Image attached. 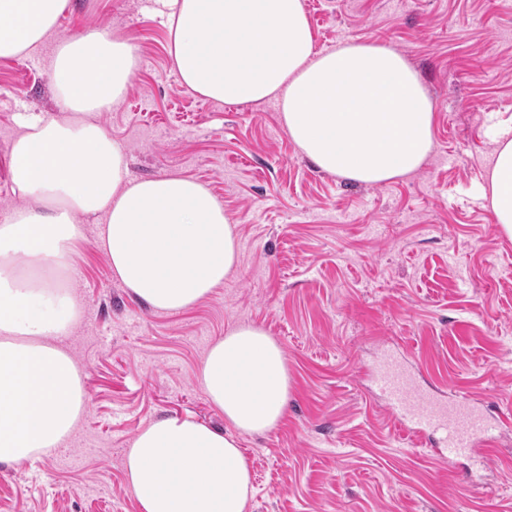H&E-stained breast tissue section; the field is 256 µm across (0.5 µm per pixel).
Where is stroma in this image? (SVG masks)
<instances>
[{"label": "stroma", "mask_w": 512, "mask_h": 512, "mask_svg": "<svg viewBox=\"0 0 512 512\" xmlns=\"http://www.w3.org/2000/svg\"><path fill=\"white\" fill-rule=\"evenodd\" d=\"M317 48L372 40L418 72L434 149L396 181L365 186L319 170L275 102L227 105L184 88L164 20L146 0H72L58 36L98 27L138 65L96 121L135 178H195L237 226L240 260L222 287L179 312L152 309L111 275L84 226L83 315L69 351L89 398L72 437L31 463L0 464V512H140L124 470L133 438L165 418L225 429L199 384L212 343L264 329L281 347L288 410L238 439L249 512H512V432L488 459H448L397 424L371 373L391 353L418 381L512 417V238L480 192L512 122V0H303ZM46 44L0 59V212L22 206L8 162L16 113L57 114Z\"/></svg>", "instance_id": "obj_1"}]
</instances>
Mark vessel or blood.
I'll use <instances>...</instances> for the list:
<instances>
[{"mask_svg":"<svg viewBox=\"0 0 512 512\" xmlns=\"http://www.w3.org/2000/svg\"><path fill=\"white\" fill-rule=\"evenodd\" d=\"M400 425L420 433H439L450 451L465 454L476 446L492 447L506 430L502 415H492L468 395L454 393L448 400L423 392L409 371L392 355H385L373 374Z\"/></svg>","mask_w":512,"mask_h":512,"instance_id":"b4317fda","label":"vessel or blood"}]
</instances>
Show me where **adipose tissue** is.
Instances as JSON below:
<instances>
[{"mask_svg":"<svg viewBox=\"0 0 512 512\" xmlns=\"http://www.w3.org/2000/svg\"><path fill=\"white\" fill-rule=\"evenodd\" d=\"M156 2L182 85L224 104L275 101L291 140L323 171L383 185L432 152L433 103L400 53L369 41L317 50L302 0ZM69 5L0 0V58L37 53ZM135 69L133 44L108 30L59 40L49 71L59 116H16L8 176L25 204L0 215L1 463L58 447L87 406L62 347L80 314L71 281L82 217L98 219L113 276L158 311L195 306L238 267L222 202L188 177H130L125 147L92 120L122 98ZM494 141L481 193L512 237V131ZM199 381L230 429L190 416L143 429L125 456L140 512H247L254 486L237 437L283 419V351L262 328L236 327L209 347Z\"/></svg>","mask_w":512,"mask_h":512,"instance_id":"1","label":"adipose tissue"}]
</instances>
